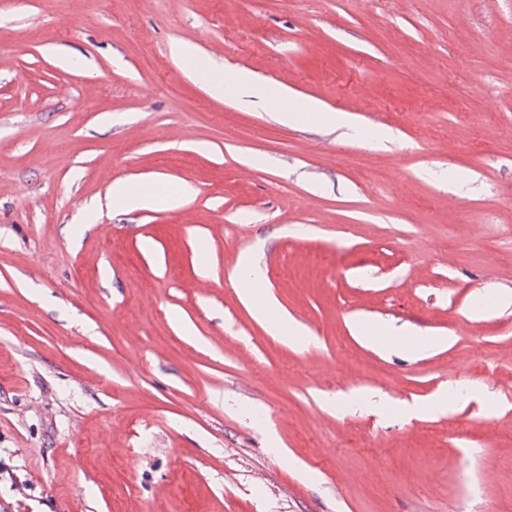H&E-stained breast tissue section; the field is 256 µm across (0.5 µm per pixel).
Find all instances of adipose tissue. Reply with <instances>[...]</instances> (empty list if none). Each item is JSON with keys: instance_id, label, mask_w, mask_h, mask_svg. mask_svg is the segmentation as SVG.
Here are the masks:
<instances>
[{"instance_id": "ef3b65f1", "label": "adipose tissue", "mask_w": 512, "mask_h": 512, "mask_svg": "<svg viewBox=\"0 0 512 512\" xmlns=\"http://www.w3.org/2000/svg\"><path fill=\"white\" fill-rule=\"evenodd\" d=\"M207 88L216 97L223 96L227 92H239L268 104H276L277 120L284 125H298L304 119L303 113L291 109L284 91H267L266 87L261 86L254 77L241 69H210ZM189 193L190 188L186 185L178 188L176 196L170 197L150 191L141 185L119 181L112 186V207L122 212L136 209H163L172 205L174 197L183 198Z\"/></svg>"}]
</instances>
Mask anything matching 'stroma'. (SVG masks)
Segmentation results:
<instances>
[{
	"instance_id": "obj_1",
	"label": "stroma",
	"mask_w": 512,
	"mask_h": 512,
	"mask_svg": "<svg viewBox=\"0 0 512 512\" xmlns=\"http://www.w3.org/2000/svg\"><path fill=\"white\" fill-rule=\"evenodd\" d=\"M0 461V512H512V0H0ZM209 77L207 88L214 97H223L224 92H238L257 98L266 104H276L277 121L283 125L294 126L302 123L305 112H295L288 105L287 94L282 90L268 94L267 87L248 72L241 69H216L208 65ZM323 124L343 129L344 134L350 138H361L365 135L364 128L352 119V116L346 112H319ZM175 200L164 194L153 192L142 185L116 182L112 186V208L121 212L136 209H164ZM244 271L249 273L246 279L242 276ZM229 279L240 287V297L243 301H250L264 288L263 272L251 255L240 258L239 263L230 273ZM277 303L274 298L269 297L263 310V314L273 319L271 329L279 335H288L289 338L296 341L308 340V335L304 329L295 322H290L284 318L277 317Z\"/></svg>"
}]
</instances>
